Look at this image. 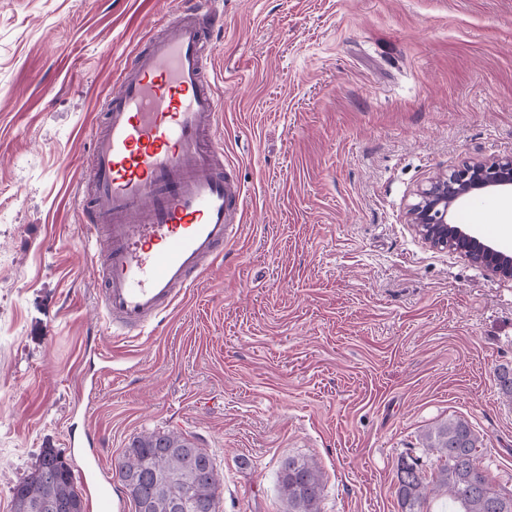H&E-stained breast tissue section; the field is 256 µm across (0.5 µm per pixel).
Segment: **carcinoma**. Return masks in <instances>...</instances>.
I'll list each match as a JSON object with an SVG mask.
<instances>
[{"mask_svg": "<svg viewBox=\"0 0 512 512\" xmlns=\"http://www.w3.org/2000/svg\"><path fill=\"white\" fill-rule=\"evenodd\" d=\"M422 446L436 454L431 478L414 464L399 462L396 497L400 512H423L431 496L448 500L451 512H512V496L496 491L478 464L481 440L468 421L450 417L422 434ZM119 481L136 512H173L185 488L199 501L198 512H219V481L213 458L176 432L135 437L117 467ZM324 474L317 462L290 458L281 468L279 492L288 512H320ZM13 512H84L71 464L56 448H44L34 470L12 488Z\"/></svg>", "mask_w": 512, "mask_h": 512, "instance_id": "carcinoma-1", "label": "carcinoma"}]
</instances>
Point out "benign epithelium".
Wrapping results in <instances>:
<instances>
[{"mask_svg": "<svg viewBox=\"0 0 512 512\" xmlns=\"http://www.w3.org/2000/svg\"><path fill=\"white\" fill-rule=\"evenodd\" d=\"M501 191L512 192L511 157L466 163L417 192L410 223L430 246L454 250L496 276L512 278V252L450 222L459 205Z\"/></svg>", "mask_w": 512, "mask_h": 512, "instance_id": "1", "label": "benign epithelium"}]
</instances>
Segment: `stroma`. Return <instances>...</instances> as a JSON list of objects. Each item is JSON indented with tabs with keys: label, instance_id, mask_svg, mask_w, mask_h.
Masks as SVG:
<instances>
[{
	"label": "stroma",
	"instance_id": "1",
	"mask_svg": "<svg viewBox=\"0 0 512 512\" xmlns=\"http://www.w3.org/2000/svg\"><path fill=\"white\" fill-rule=\"evenodd\" d=\"M173 0H0V512L71 425L115 469L177 431L214 459L221 512H287L282 462L315 459L321 512H400L401 458L458 416L512 495V279L436 250L416 191L512 156V0H222L224 166L247 219L162 326L101 332L76 232L113 75Z\"/></svg>",
	"mask_w": 512,
	"mask_h": 512
}]
</instances>
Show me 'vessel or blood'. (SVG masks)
<instances>
[{
  "mask_svg": "<svg viewBox=\"0 0 512 512\" xmlns=\"http://www.w3.org/2000/svg\"><path fill=\"white\" fill-rule=\"evenodd\" d=\"M216 0H177L160 34L118 71L104 126L80 172L84 253L106 245L96 270L102 329L139 336L158 327L214 267L245 218L241 183L224 168L217 138L224 95L210 65ZM85 484L112 512L100 456Z\"/></svg>",
  "mask_w": 512,
  "mask_h": 512,
  "instance_id": "obj_1",
  "label": "vessel or blood"
}]
</instances>
